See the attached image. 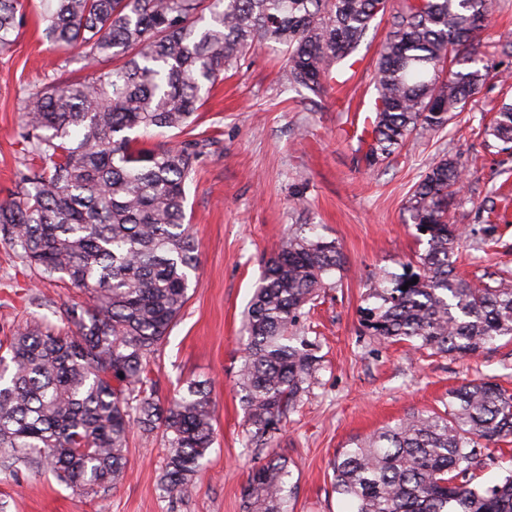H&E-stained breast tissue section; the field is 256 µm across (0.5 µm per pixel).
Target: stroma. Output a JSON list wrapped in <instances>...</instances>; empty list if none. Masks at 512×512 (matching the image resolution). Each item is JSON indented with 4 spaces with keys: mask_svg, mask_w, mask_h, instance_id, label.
<instances>
[{
    "mask_svg": "<svg viewBox=\"0 0 512 512\" xmlns=\"http://www.w3.org/2000/svg\"><path fill=\"white\" fill-rule=\"evenodd\" d=\"M40 0H28L23 24L0 53V203L15 197L28 172L19 138L20 100L52 79H80L76 54L43 36ZM391 24L374 20L353 55L356 73L346 98L330 89L301 100L288 90L282 54L265 48L227 73L211 91L189 130L203 155L186 185V212L198 243L197 286L150 362L161 398L190 381L211 388L215 441L189 497L160 490L166 450L161 433L130 436L124 477L105 499L79 495L52 475L20 467L0 475V512H242L241 492L253 464L236 384L248 302L264 262L291 226L311 224L336 241L344 264L324 288L304 324L313 328L320 368L309 393L272 445L289 460L291 512H346L332 490L331 464L357 437L411 413L444 411L449 390L491 378L512 390V339L478 356L428 355L406 344H385L359 323L368 288L384 274L402 273L426 248L411 220L409 198L429 164L459 157L466 180L450 213L465 230L460 273L494 283L512 280V149L485 140L483 129L512 103V0L480 31L473 50L492 75L445 130L415 133L398 151L371 163L367 147L349 138L357 116L374 104L377 54ZM494 226L496 244L476 242ZM88 304L67 281L45 279L0 246V339L33 317L59 323V307Z\"/></svg>",
    "mask_w": 512,
    "mask_h": 512,
    "instance_id": "stroma-1",
    "label": "stroma"
}]
</instances>
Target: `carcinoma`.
Listing matches in <instances>:
<instances>
[{"mask_svg": "<svg viewBox=\"0 0 512 512\" xmlns=\"http://www.w3.org/2000/svg\"><path fill=\"white\" fill-rule=\"evenodd\" d=\"M43 34L93 70L23 98L19 136L31 156L17 199L0 204V243L45 277L84 290L92 308H59L68 330L34 318L0 341V474L23 463L90 497L124 476L131 433L163 430L160 487L189 496L214 440L211 390L189 382L169 402L150 361L188 300L198 245L185 224L186 183L203 145L146 147L128 132L184 131L202 92L250 52L280 47L290 88L320 97L389 0H41ZM498 0H419L393 15L375 70L367 157L465 110L490 70L466 51ZM0 0V51L23 23ZM484 134L512 143V106ZM464 167L429 166L410 198L427 250L416 267L371 288L362 321L386 343L472 357L512 337V282L457 272L464 231L450 221ZM343 256L300 228L272 251L247 311L238 387L255 444L244 512H288V459L268 447L308 392L320 357L302 324ZM408 289H402V286ZM512 438V393L485 379L448 393L445 411L417 412L352 441L332 464L350 512H512V471L476 483Z\"/></svg>", "mask_w": 512, "mask_h": 512, "instance_id": "obj_1", "label": "carcinoma"}]
</instances>
